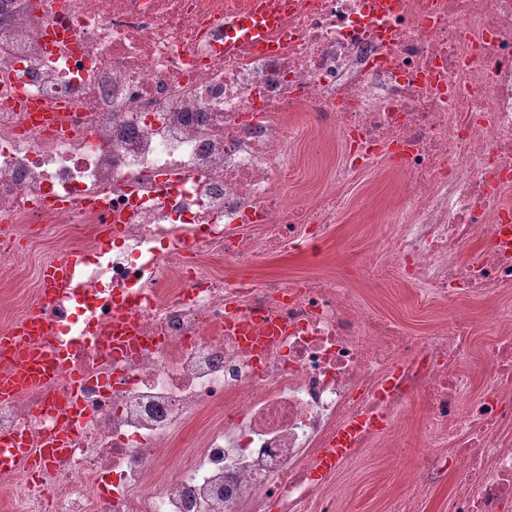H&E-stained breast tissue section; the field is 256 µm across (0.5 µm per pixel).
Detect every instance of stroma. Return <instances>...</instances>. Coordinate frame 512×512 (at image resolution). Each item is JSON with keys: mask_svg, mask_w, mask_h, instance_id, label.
Returning <instances> with one entry per match:
<instances>
[{"mask_svg": "<svg viewBox=\"0 0 512 512\" xmlns=\"http://www.w3.org/2000/svg\"><path fill=\"white\" fill-rule=\"evenodd\" d=\"M293 155L298 176L285 186V194L291 198L320 194L329 164L339 157L338 146H331L322 155H311L301 148ZM399 181L398 175L382 167L338 188L342 205L328 241L267 260L253 267L251 274L261 281L273 276L335 273L346 278L372 312L404 324L417 336L429 335L449 318L462 315L474 325L475 351H482L492 335L491 327L482 322L483 299L469 298L452 306L437 300L420 302L410 289L389 282L366 287L356 277L360 260L371 255L376 241L398 230L403 217ZM421 415V403L411 405L379 447L369 449L337 475L336 512H393L399 496L416 495L414 433Z\"/></svg>", "mask_w": 512, "mask_h": 512, "instance_id": "obj_1", "label": "stroma"}]
</instances>
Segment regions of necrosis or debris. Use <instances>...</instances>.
I'll return each mask as SVG.
<instances>
[{"label":"necrosis or debris","mask_w":512,"mask_h":512,"mask_svg":"<svg viewBox=\"0 0 512 512\" xmlns=\"http://www.w3.org/2000/svg\"><path fill=\"white\" fill-rule=\"evenodd\" d=\"M254 2L0 0V276L86 256L49 314L68 364L0 401V436H49L83 375L75 441L0 472V507L335 512L338 431L359 424L361 452L420 399L419 489L453 478L448 512H512V313L486 309L470 372L469 321L417 338L335 278L246 274L329 238L337 187L390 158L410 218L363 277L451 305L512 286V0H282L270 53L234 25ZM324 134L325 191L288 201L289 146ZM95 315L140 342L91 335Z\"/></svg>","instance_id":"necrosis-or-debris-1"}]
</instances>
